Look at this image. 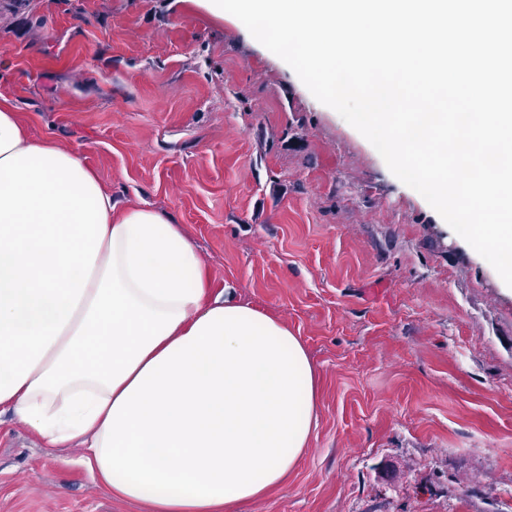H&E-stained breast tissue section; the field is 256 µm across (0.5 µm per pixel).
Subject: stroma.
Returning <instances> with one entry per match:
<instances>
[{
  "mask_svg": "<svg viewBox=\"0 0 512 512\" xmlns=\"http://www.w3.org/2000/svg\"><path fill=\"white\" fill-rule=\"evenodd\" d=\"M0 97L307 347L317 426L238 512H512V288L235 16L0 0ZM0 512L146 509L4 412Z\"/></svg>",
  "mask_w": 512,
  "mask_h": 512,
  "instance_id": "stroma-1",
  "label": "stroma"
}]
</instances>
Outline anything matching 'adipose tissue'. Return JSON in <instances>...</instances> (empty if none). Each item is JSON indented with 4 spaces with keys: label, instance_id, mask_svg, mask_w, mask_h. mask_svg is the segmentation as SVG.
I'll list each match as a JSON object with an SVG mask.
<instances>
[{
    "label": "adipose tissue",
    "instance_id": "1",
    "mask_svg": "<svg viewBox=\"0 0 512 512\" xmlns=\"http://www.w3.org/2000/svg\"><path fill=\"white\" fill-rule=\"evenodd\" d=\"M317 384L278 316L211 296L170 214L117 208L0 101V413L148 512H236L285 486Z\"/></svg>",
    "mask_w": 512,
    "mask_h": 512
}]
</instances>
